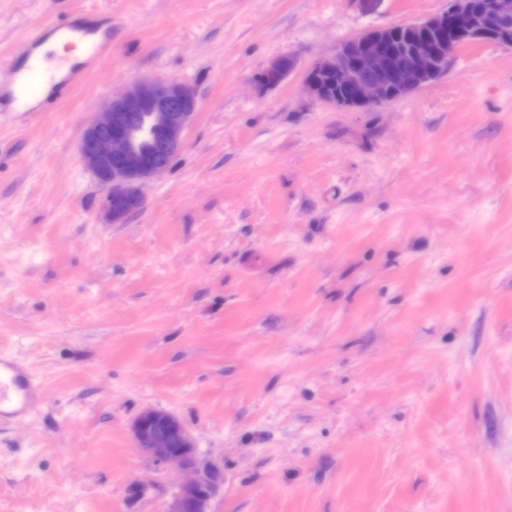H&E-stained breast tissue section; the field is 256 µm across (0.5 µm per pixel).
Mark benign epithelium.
I'll return each instance as SVG.
<instances>
[{
  "instance_id": "1",
  "label": "benign epithelium",
  "mask_w": 512,
  "mask_h": 512,
  "mask_svg": "<svg viewBox=\"0 0 512 512\" xmlns=\"http://www.w3.org/2000/svg\"><path fill=\"white\" fill-rule=\"evenodd\" d=\"M512 0H448L423 20L372 28L315 60L305 87L318 102L344 110L372 111L406 98L446 73L464 45L512 48ZM296 68L290 55L272 58L258 84L273 87ZM198 107L196 91L176 79H142L98 107L80 153L103 188L100 209L120 224L143 204L142 187L169 169L183 148L184 132ZM135 447L150 466L172 465L186 474L168 512H211L224 485L222 470L199 457L193 438L173 414L141 411L131 425Z\"/></svg>"
}]
</instances>
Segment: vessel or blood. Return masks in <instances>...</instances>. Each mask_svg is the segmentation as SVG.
<instances>
[{
  "label": "vessel or blood",
  "mask_w": 512,
  "mask_h": 512,
  "mask_svg": "<svg viewBox=\"0 0 512 512\" xmlns=\"http://www.w3.org/2000/svg\"><path fill=\"white\" fill-rule=\"evenodd\" d=\"M51 38L83 45L85 68L71 67L65 59L40 54V47ZM109 42L108 36L75 22L54 23L31 30L26 54L20 60L10 61L7 79L0 80V108L8 106L35 112L45 101L71 92L82 82L87 70L99 64L109 49ZM34 393L31 377L0 355V405H6L14 414L26 413L32 406Z\"/></svg>",
  "instance_id": "b4317fda"
}]
</instances>
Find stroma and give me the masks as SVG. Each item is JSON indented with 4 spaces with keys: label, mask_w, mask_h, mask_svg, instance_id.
Listing matches in <instances>:
<instances>
[{
    "label": "stroma",
    "mask_w": 512,
    "mask_h": 512,
    "mask_svg": "<svg viewBox=\"0 0 512 512\" xmlns=\"http://www.w3.org/2000/svg\"><path fill=\"white\" fill-rule=\"evenodd\" d=\"M447 5L0 0V65L36 25L112 24L82 86L0 112V355L39 383L0 416V512H168L146 407L223 467L212 512H512V49L376 112L303 90L341 41ZM145 77L199 108L108 224L80 136ZM296 60L290 55H280L272 58L267 65L260 72V76L257 80L258 84L262 87H273L277 86L294 71L296 68Z\"/></svg>",
    "instance_id": "35a3bbf8"
}]
</instances>
